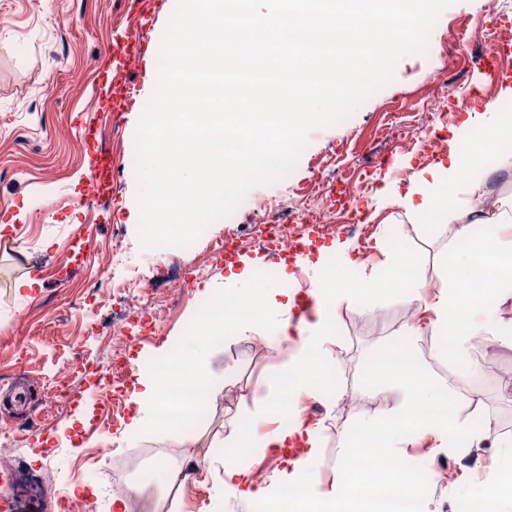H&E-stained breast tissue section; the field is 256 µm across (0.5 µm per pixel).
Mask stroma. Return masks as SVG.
Returning a JSON list of instances; mask_svg holds the SVG:
<instances>
[{
    "label": "stroma",
    "instance_id": "obj_1",
    "mask_svg": "<svg viewBox=\"0 0 512 512\" xmlns=\"http://www.w3.org/2000/svg\"><path fill=\"white\" fill-rule=\"evenodd\" d=\"M176 0H0V228L17 225L15 236H0V419L19 428L21 464L16 479L0 494L28 497L26 473L43 474L53 492L71 487L92 491L99 512H112L113 468L124 466L145 448H168L175 459L186 450L176 435L156 432L138 441L124 436V422L102 428L98 380L111 377L112 362L98 346L112 324V302L83 303L87 284L100 278L101 258L115 241L124 249L120 263L127 275L150 276L163 270L197 275L184 294L163 309L159 337L139 341L127 358L157 360V351L176 348L202 310L204 283L223 287L242 269L215 259L210 241L222 237L228 223L259 221L258 206L292 202L318 178L327 157H334L336 190L349 195L365 184L356 230L314 239L311 262L355 259V275L381 274L395 239L415 255L416 271L427 282L438 279L455 244L456 224H430L420 210H406L394 200L408 194L421 174L452 158L460 130L497 98L502 80L489 77L485 60L494 44L512 40V0H453L432 28L423 53L403 57L391 81L376 90L343 121L312 130L294 169L270 184L253 187L229 219L213 221L192 248H142L128 221L136 205L135 135L139 117L156 80L159 45ZM137 29L148 42L124 73L129 93L107 98L99 76L111 73L115 38ZM459 87L455 101L442 98L445 80ZM430 121L421 144L390 141V124L417 126ZM97 130L86 141L82 131ZM114 160L107 195L86 198L85 186L95 152ZM81 241L82 255L70 246ZM254 261V275L303 294L314 287L311 270L253 245L242 251ZM37 279L33 289L16 290L24 277ZM418 302L389 294L368 305L348 303L336 321V344L330 370L332 391L300 398L296 421L325 438L314 479L330 486L341 476L347 451L338 440L354 430L360 417L396 406L398 396L373 369L381 351L400 342L410 322L422 318ZM436 340L423 336L409 348L428 370L447 379L462 419L482 417L491 425L479 443L454 442L437 447L427 437L398 449V464L425 472L442 469L428 487L433 512H471L469 482L500 480L498 447L512 439V348L487 336L474 337L468 365L442 356ZM74 359L71 387L74 405L43 413L42 379L67 359ZM290 353L232 336L216 345L209 358L210 378L230 392L211 402L189 434L198 444L201 463L217 457L231 417L249 415L242 397H263ZM494 367V375L473 376L470 364ZM139 485L147 512L164 502L167 512H205L213 505V485L194 477L181 496L166 498L153 471L131 476Z\"/></svg>",
    "mask_w": 512,
    "mask_h": 512
}]
</instances>
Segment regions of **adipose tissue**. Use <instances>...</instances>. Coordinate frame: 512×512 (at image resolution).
Masks as SVG:
<instances>
[{
    "label": "adipose tissue",
    "instance_id": "obj_1",
    "mask_svg": "<svg viewBox=\"0 0 512 512\" xmlns=\"http://www.w3.org/2000/svg\"><path fill=\"white\" fill-rule=\"evenodd\" d=\"M503 100L512 101L511 86L501 89L498 100L490 102L485 112L470 119L464 137L467 150L456 153L449 164L437 165L420 189L421 206L433 220L461 224L451 258L444 263L435 285H427L414 275L415 261L405 247L390 255L381 279L353 276L352 263L347 260L320 271L312 291L313 318L295 320L290 316V302L281 300L277 288L252 283L249 271H241L238 279L243 287L236 295L256 303L260 317L200 318L194 353L172 356L182 367L179 375L138 371L133 410L125 426L128 436L172 430L173 424L164 413L170 404L169 392L176 385L188 381L209 398H216L220 388L207 373L214 340L251 334L275 349L290 352L291 359L269 393L256 401L254 415L234 420L226 445L247 448L258 439L266 448H288L299 440L304 450L276 477V485L292 489L291 497L273 495L270 486L245 480L243 469L227 462L210 465L204 471L217 497L263 500L268 512H383L388 495L418 496L416 476L395 464L397 449L426 435L443 448L452 439L474 442L490 426L486 419L460 420L451 403L452 388L445 379L430 374L418 356H410L408 365L390 371L388 384L399 398L395 409L358 419L354 435L342 436V443L358 461L348 465L339 482L329 488L303 480V473L319 460L323 439L297 424L282 423L284 401L329 389L332 378L322 365L332 357L335 323L342 306L350 301L368 303L387 291L422 303L429 314L427 322L407 326L405 334L438 337L439 351L466 359L467 342L473 336H490L500 345L512 347V312L499 306L501 300L512 296V198L501 199L492 210H485L480 179L489 160L506 159L505 144L512 140V111L500 109ZM273 419L279 420V427L258 434V427Z\"/></svg>",
    "mask_w": 512,
    "mask_h": 512
}]
</instances>
